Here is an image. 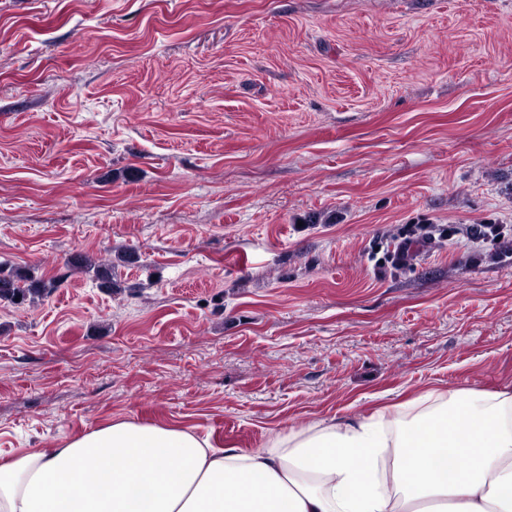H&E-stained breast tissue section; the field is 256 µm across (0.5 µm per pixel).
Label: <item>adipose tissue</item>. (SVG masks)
<instances>
[{
	"label": "adipose tissue",
	"instance_id": "adipose-tissue-1",
	"mask_svg": "<svg viewBox=\"0 0 512 512\" xmlns=\"http://www.w3.org/2000/svg\"><path fill=\"white\" fill-rule=\"evenodd\" d=\"M0 512H512V393L430 388L249 453L117 420L1 461Z\"/></svg>",
	"mask_w": 512,
	"mask_h": 512
}]
</instances>
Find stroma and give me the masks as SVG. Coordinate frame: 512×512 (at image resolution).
Returning a JSON list of instances; mask_svg holds the SVG:
<instances>
[{
    "label": "stroma",
    "instance_id": "1",
    "mask_svg": "<svg viewBox=\"0 0 512 512\" xmlns=\"http://www.w3.org/2000/svg\"><path fill=\"white\" fill-rule=\"evenodd\" d=\"M0 267V460L512 391V0H0ZM54 288H57L56 280H33L29 276L5 273L0 269V301L34 305L48 297Z\"/></svg>",
    "mask_w": 512,
    "mask_h": 512
}]
</instances>
